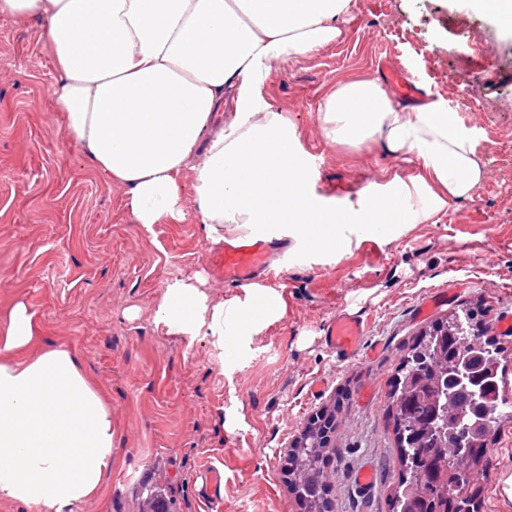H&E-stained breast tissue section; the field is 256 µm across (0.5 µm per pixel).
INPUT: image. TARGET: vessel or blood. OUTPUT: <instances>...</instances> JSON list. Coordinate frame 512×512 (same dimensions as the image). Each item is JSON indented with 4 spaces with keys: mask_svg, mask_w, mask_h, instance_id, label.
Masks as SVG:
<instances>
[{
    "mask_svg": "<svg viewBox=\"0 0 512 512\" xmlns=\"http://www.w3.org/2000/svg\"><path fill=\"white\" fill-rule=\"evenodd\" d=\"M384 74L396 97L416 96L418 86L406 70L389 67ZM287 251L288 242L282 238L235 237L211 250L206 263L212 277L223 281L226 287L243 288L268 276L274 262ZM364 337L363 317L341 310L327 323L323 340L339 362L353 364L362 357Z\"/></svg>",
    "mask_w": 512,
    "mask_h": 512,
    "instance_id": "vessel-or-blood-1",
    "label": "vessel or blood"
}]
</instances>
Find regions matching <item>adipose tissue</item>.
<instances>
[{
	"mask_svg": "<svg viewBox=\"0 0 512 512\" xmlns=\"http://www.w3.org/2000/svg\"><path fill=\"white\" fill-rule=\"evenodd\" d=\"M351 0H0V15L40 18L56 66L51 96L68 142L110 182L144 227L185 221V170L209 239L229 229L286 226L308 248L337 251L346 226L390 235L430 224L471 197L486 170L473 138L440 98L394 103L376 79L338 84L323 104L325 137L382 140L412 153L423 176L336 207L314 194L294 127L257 92L273 67L336 43ZM234 117L213 120L225 102ZM201 276L166 282L155 319L181 336H249L285 313L255 285L244 302H211ZM38 330L17 302L0 323V500L65 512L112 470V413L63 348L22 358Z\"/></svg>",
	"mask_w": 512,
	"mask_h": 512,
	"instance_id": "ef3b65f1",
	"label": "adipose tissue"
}]
</instances>
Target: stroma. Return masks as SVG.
<instances>
[{"label": "stroma", "mask_w": 512, "mask_h": 512, "mask_svg": "<svg viewBox=\"0 0 512 512\" xmlns=\"http://www.w3.org/2000/svg\"><path fill=\"white\" fill-rule=\"evenodd\" d=\"M40 28L0 16V320L26 303L40 344L75 354L112 412V471L98 494L66 512H146L156 496L170 512H301L284 467L322 410L336 414L338 453L325 466L336 512H391L401 481L389 415L398 368L428 324L459 309L486 316L507 349L501 422L473 483L481 512H512L501 490L512 475V330L501 327L512 321V36L466 0H352L336 44L271 71L259 94L294 125L311 185L329 203H353L364 187L422 172L382 142L324 137L325 98L337 83L381 77L384 53L458 113L486 176L436 223L387 238L351 234L334 255L274 229L289 249L263 284L282 296L286 313L221 348L155 322L174 279L205 275L217 302L244 295L207 276L213 243L194 214L192 172L183 178L185 221L133 223L122 188L65 141ZM446 290L449 300L421 314L431 294ZM343 306L368 324V355L351 365L322 341ZM369 462L378 477L366 494L355 475ZM211 465L224 471L215 504L205 494Z\"/></svg>", "instance_id": "stroma-1"}]
</instances>
